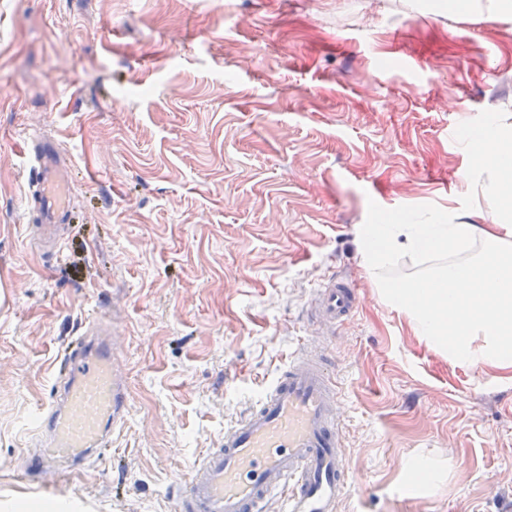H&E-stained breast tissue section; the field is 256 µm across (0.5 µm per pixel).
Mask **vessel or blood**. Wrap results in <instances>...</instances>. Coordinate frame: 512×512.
I'll return each mask as SVG.
<instances>
[{
    "mask_svg": "<svg viewBox=\"0 0 512 512\" xmlns=\"http://www.w3.org/2000/svg\"><path fill=\"white\" fill-rule=\"evenodd\" d=\"M31 196L41 229L53 235L67 210V171L51 142L32 147ZM353 282L325 277L309 309L328 330L353 316ZM117 352L104 324H96L65 359L64 380L39 429L47 445L34 457L38 472H61L110 444L126 414L116 370ZM339 397L324 354L292 355L260 400L226 428L216 447L195 459L181 484L175 512H336L351 493L338 431Z\"/></svg>",
    "mask_w": 512,
    "mask_h": 512,
    "instance_id": "vessel-or-blood-1",
    "label": "vessel or blood"
}]
</instances>
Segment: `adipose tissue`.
<instances>
[{"label":"adipose tissue","mask_w":512,"mask_h":512,"mask_svg":"<svg viewBox=\"0 0 512 512\" xmlns=\"http://www.w3.org/2000/svg\"><path fill=\"white\" fill-rule=\"evenodd\" d=\"M463 178L490 224L451 223L444 215L411 224H367L358 248L370 276L391 258L429 265L427 274L387 289L415 335L446 348L455 362L512 373V124L487 126L466 143Z\"/></svg>","instance_id":"adipose-tissue-1"}]
</instances>
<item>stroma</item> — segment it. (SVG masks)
Returning a JSON list of instances; mask_svg holds the SVG:
<instances>
[{"instance_id": "obj_1", "label": "stroma", "mask_w": 512, "mask_h": 512, "mask_svg": "<svg viewBox=\"0 0 512 512\" xmlns=\"http://www.w3.org/2000/svg\"><path fill=\"white\" fill-rule=\"evenodd\" d=\"M428 2L0 0V503L174 512L189 463L317 346L356 489L337 512H512V377L414 335L356 244L382 220L470 221L464 136L512 123V18ZM33 135L73 183L52 240ZM333 273L360 302L321 336L306 307ZM99 317L126 421L93 463L19 480Z\"/></svg>"}]
</instances>
